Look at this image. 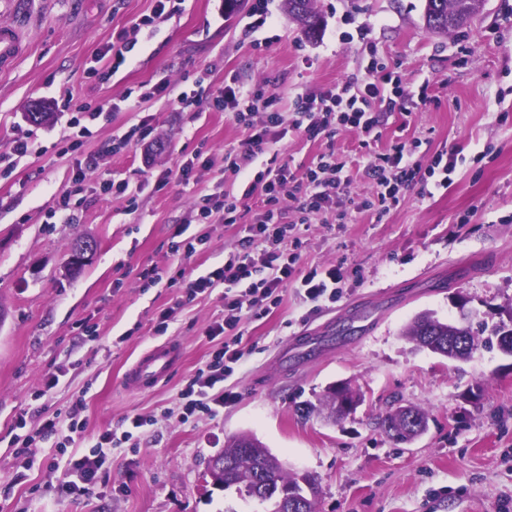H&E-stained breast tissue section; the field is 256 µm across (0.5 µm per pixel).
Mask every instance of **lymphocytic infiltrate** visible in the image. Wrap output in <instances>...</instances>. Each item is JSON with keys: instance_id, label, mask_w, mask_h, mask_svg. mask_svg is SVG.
I'll use <instances>...</instances> for the list:
<instances>
[{"instance_id": "f902f5d3", "label": "lymphocytic infiltrate", "mask_w": 512, "mask_h": 512, "mask_svg": "<svg viewBox=\"0 0 512 512\" xmlns=\"http://www.w3.org/2000/svg\"><path fill=\"white\" fill-rule=\"evenodd\" d=\"M367 70L371 79L365 84H357L351 78L320 94L299 96L292 130L315 139L322 135L335 136L341 129H353L376 141L381 137L387 117L409 116V102L424 103L429 99L427 86L411 89L400 72L386 70L377 57H370ZM173 102L182 110L203 103L217 112L232 108L236 122L248 130L249 143L256 148L266 144L272 129L283 124L276 96L264 95L259 89L235 79L203 96L179 93ZM260 112L264 113L265 120L259 125L254 117ZM421 145L417 138L398 141L371 157L365 174L372 182L373 193L370 199L363 201V208L383 215L398 203L403 190L416 183H425L434 177L438 178L440 186L450 183L457 165L456 153L439 152L424 164L416 158ZM349 184L343 164L337 163L335 153L328 151L319 154L313 166L302 174H294L285 165L269 167L254 174L242 196L228 193L220 201L205 196L197 202L198 215L205 222L218 213L225 223H236L241 198L257 192L262 195L265 209L254 224L247 226L240 251L230 254L222 266L196 278L190 285L189 293L193 296L211 292L221 283L242 282L246 289L241 294H225L223 320L207 328L208 336L219 339L220 344L181 390L182 420L204 414L217 415L224 406L235 402V393L223 388L224 380L234 373L244 357L232 334L245 314L268 312L283 282L297 279L305 298L313 302H332L339 296L344 280L342 267L316 266L300 276L296 265L302 244L301 227L310 224L314 215L350 202ZM150 423V418L137 416L122 431L101 433L91 455L71 461L70 476L59 482L58 493H93L102 479L106 456L112 449L128 443Z\"/></svg>"}]
</instances>
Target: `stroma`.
<instances>
[{
  "instance_id": "35a3bbf8",
  "label": "stroma",
  "mask_w": 512,
  "mask_h": 512,
  "mask_svg": "<svg viewBox=\"0 0 512 512\" xmlns=\"http://www.w3.org/2000/svg\"><path fill=\"white\" fill-rule=\"evenodd\" d=\"M254 4L230 13L225 0H183L179 13L139 31L133 21L152 14L156 0H14L0 16L21 27L26 44L0 73V154L23 135L33 147L0 171V512H270L271 503L237 488H215L207 473L209 458L244 432L289 472L315 477L317 512H512V356L481 347L452 361L402 335L424 310L445 322L464 311L490 325L512 317V0H485L469 26L448 34L426 29L424 0H315L324 19L315 41L301 36L283 0H267L271 25L244 37ZM119 40L128 52L112 75L96 56ZM372 55L410 85L429 83L431 98L410 119L389 117L367 146L349 129L314 140L291 131L254 153L232 111H180L172 102L196 79L214 90L234 75L277 96L288 120L298 95L368 80ZM143 83L162 91L129 99ZM66 98L75 109L120 110L89 122L73 149L69 115L56 108ZM36 102L52 109L40 125L26 118ZM142 121L150 143L113 150ZM399 138L421 139L427 159L461 150L452 184L431 193L413 186L380 218L351 207L341 224L314 220L297 268L343 266L336 302L309 301L292 281L281 286L275 308L240 325L245 357L224 382L235 403L181 421L179 392L215 346L206 330L221 319L225 292L220 285L190 300L186 287L238 250L259 212L258 196L242 195L245 179L225 171V151L249 155L254 170L274 161L299 174L333 150L358 201L372 191L364 165ZM187 162L183 180L176 172ZM106 179L129 180L130 194L102 193ZM226 192L242 198L239 223H198V198ZM202 235L208 246L192 260L173 254L178 237ZM88 236L98 244L91 263L66 277L71 248ZM153 267L164 280L150 286L142 274ZM327 322L351 326V337L276 373L279 353ZM172 340L180 358L168 378L127 391L123 377L136 359ZM55 371L58 386L45 390ZM336 382L361 393L351 414L301 415ZM79 396L85 433L73 453H89L93 437L125 419L157 422L144 427L139 447L113 449L93 494L62 496L55 485L70 455L24 441L45 421H64ZM399 406L428 416L427 431L408 443L382 425Z\"/></svg>"
}]
</instances>
